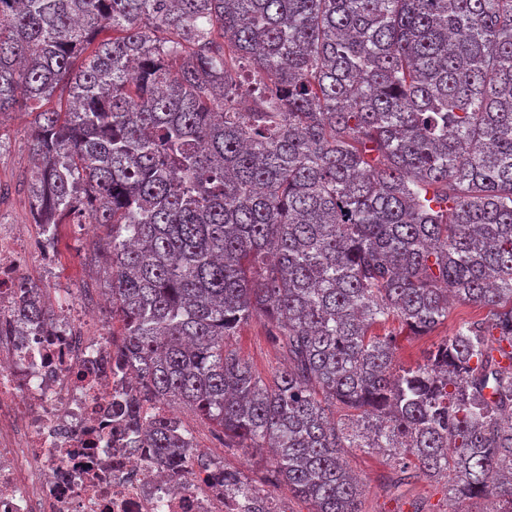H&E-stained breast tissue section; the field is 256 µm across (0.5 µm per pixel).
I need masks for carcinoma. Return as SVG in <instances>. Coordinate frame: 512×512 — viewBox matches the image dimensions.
Instances as JSON below:
<instances>
[{
	"label": "carcinoma",
	"mask_w": 512,
	"mask_h": 512,
	"mask_svg": "<svg viewBox=\"0 0 512 512\" xmlns=\"http://www.w3.org/2000/svg\"><path fill=\"white\" fill-rule=\"evenodd\" d=\"M22 108L33 223L105 229L135 447L272 512L165 401L271 449L310 512H362L350 448L512 512V0H0V113ZM16 297L13 335H45V289ZM452 298L487 316L394 369L374 326L428 334ZM255 318L270 379L231 343Z\"/></svg>",
	"instance_id": "obj_1"
}]
</instances>
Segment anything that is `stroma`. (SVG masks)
Returning a JSON list of instances; mask_svg holds the SVG:
<instances>
[{
  "label": "stroma",
  "instance_id": "stroma-1",
  "mask_svg": "<svg viewBox=\"0 0 512 512\" xmlns=\"http://www.w3.org/2000/svg\"><path fill=\"white\" fill-rule=\"evenodd\" d=\"M31 117L18 110L0 116V183L11 186L12 191L0 201V224L20 225L27 238H35L37 230L29 218L28 202L18 192L19 182L32 179L29 149L26 137ZM90 239L83 225L64 224L58 230L55 261L46 266L26 261L22 267L25 278L49 289L54 306L83 301L82 288L91 279L88 256ZM486 311L472 303L453 304L448 318L426 336L399 338L395 354L396 365L409 367L423 362L426 354L445 336L451 335L458 324L468 319H481ZM236 344L262 377H270L281 362V355L267 337L260 320L244 326ZM182 419L195 443L210 449L213 457L223 460L225 467L259 478L271 467L265 451L253 448L225 447L221 433L213 426L201 423L191 413ZM348 467L359 475L364 484L362 512H448V487L445 481L426 476L412 478L408 484L397 482V460L386 453L365 454L351 450L346 456Z\"/></svg>",
  "mask_w": 512,
  "mask_h": 512
}]
</instances>
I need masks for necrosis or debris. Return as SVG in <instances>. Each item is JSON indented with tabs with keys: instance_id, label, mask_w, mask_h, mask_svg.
I'll return each instance as SVG.
<instances>
[{
	"instance_id": "1",
	"label": "necrosis or debris",
	"mask_w": 512,
	"mask_h": 512,
	"mask_svg": "<svg viewBox=\"0 0 512 512\" xmlns=\"http://www.w3.org/2000/svg\"><path fill=\"white\" fill-rule=\"evenodd\" d=\"M23 262L17 228L0 224V319ZM57 315L56 335L0 336V512H218L201 478L167 480L113 429V336L85 332L86 307Z\"/></svg>"
}]
</instances>
